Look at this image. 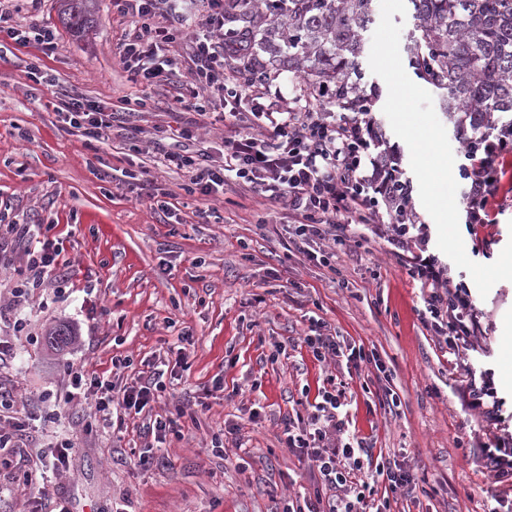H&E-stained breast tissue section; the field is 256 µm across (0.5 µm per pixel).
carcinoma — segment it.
Masks as SVG:
<instances>
[{"label": "carcinoma", "mask_w": 512, "mask_h": 512, "mask_svg": "<svg viewBox=\"0 0 512 512\" xmlns=\"http://www.w3.org/2000/svg\"><path fill=\"white\" fill-rule=\"evenodd\" d=\"M374 0H251L227 3L231 26L251 34L309 87L325 85L342 112H358L366 90L359 57ZM418 36L407 44L414 74L438 93L440 108L465 138L512 114V0H409ZM76 31L90 22L89 0H63Z\"/></svg>", "instance_id": "carcinoma-1"}]
</instances>
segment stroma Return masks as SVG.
I'll list each match as a JSON object with an SVG mask.
<instances>
[{"label": "stroma", "mask_w": 512, "mask_h": 512, "mask_svg": "<svg viewBox=\"0 0 512 512\" xmlns=\"http://www.w3.org/2000/svg\"><path fill=\"white\" fill-rule=\"evenodd\" d=\"M60 0H19L21 17L58 27L50 55L33 46L0 52V305L28 275L23 249L4 245L8 225L27 222L61 248L60 278L45 279L16 315L14 333L0 322L12 353L0 364V390L15 399L0 428L33 414L13 445L0 450V512H30L67 498L71 512H281L298 490L313 492L307 462L291 452L283 418L308 417L319 392L344 387L350 431L370 437L384 460L411 469L413 497L391 495L392 512H486L493 492L507 490L482 459L495 436L512 435V282L488 296L471 290L484 326L476 350L459 367L442 337L421 321L420 282L386 238L366 233L336 249L327 268L288 250L277 207L225 188L216 201L187 191L183 178L150 152L173 123L166 87L130 81L115 54L130 21L95 0V22L76 34L61 26ZM39 62L53 78L34 86ZM380 103L370 117L386 149L399 155L400 179L418 182L407 145L383 112L382 78L365 73ZM108 110L131 109L134 140L109 141L69 132L55 105L63 95ZM117 169L133 179L113 181ZM169 191L168 209L150 193ZM494 223L460 222L468 257L494 262L512 239V160L491 202ZM324 334L362 344L375 357L360 370L317 362L302 338L312 323ZM66 324L71 341L49 348V328ZM133 364L114 369L113 359ZM184 365H176V357ZM165 389L151 414L176 421L166 437L165 466L138 465L135 424L114 433L87 431L88 401L69 399L68 375L81 367L121 383L165 361ZM385 369L399 405L388 408L373 377ZM490 374L501 400L495 420L463 398L471 374ZM223 382L216 390L215 382ZM237 435H230V428ZM73 445L66 474L24 486L43 448L61 437ZM223 438V454L212 442Z\"/></svg>", "instance_id": "1"}]
</instances>
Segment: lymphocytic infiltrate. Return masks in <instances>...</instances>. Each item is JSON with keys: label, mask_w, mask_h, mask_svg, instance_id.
<instances>
[{"label": "lymphocytic infiltrate", "mask_w": 512, "mask_h": 512, "mask_svg": "<svg viewBox=\"0 0 512 512\" xmlns=\"http://www.w3.org/2000/svg\"><path fill=\"white\" fill-rule=\"evenodd\" d=\"M131 27L117 45V55L129 79L151 87L164 82L176 94L172 110L186 115L170 132L174 139H192L200 117L208 110L224 112V139L218 153L204 149L172 151L156 144L161 165L181 173L190 190L210 197L225 186L263 198L279 207L292 229L288 245L308 258L330 264L336 249L350 233L346 217L377 216L399 210L390 179L393 160L371 153L374 140L370 120L326 111L330 92L325 87L300 88L291 98L269 102V85L241 83L231 68L248 57L249 40L224 25V0H114ZM59 33L50 26L24 25L13 11L0 7V50L6 43L40 45L55 51ZM63 121L83 137L108 139L125 115L106 112L89 100H62ZM512 154V126L502 125L496 136L466 139L461 176L468 221H489L488 202L498 191L503 163ZM373 233L396 247L412 250L409 273L427 289L424 323L452 353L473 347L481 323L472 311L465 283L454 282L425 249L428 237L416 220L372 225ZM303 342L319 362L334 366L360 365L368 356L363 346L323 334L304 336ZM71 398L89 400L93 411L87 428L113 427V407L124 414H141L163 391L161 372L137 376L123 387L96 373L78 368L69 378ZM344 390L324 392L322 403L304 420H286L287 444L306 458L317 488L306 503L288 501L282 512H391L390 494L409 489L410 471L375 463L373 446L352 434L341 409Z\"/></svg>", "instance_id": "1"}]
</instances>
